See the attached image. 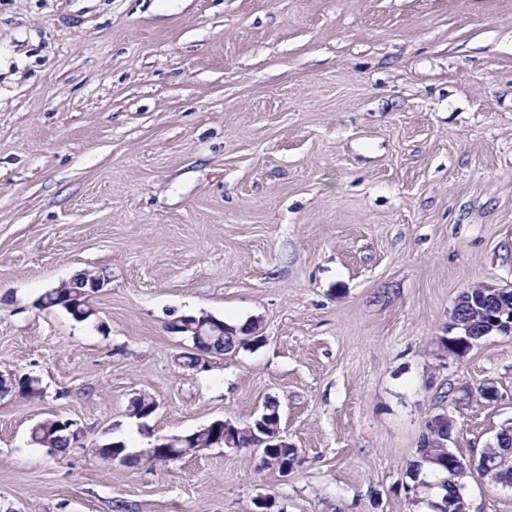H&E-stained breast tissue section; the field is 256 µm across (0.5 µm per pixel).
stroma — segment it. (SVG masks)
I'll list each match as a JSON object with an SVG mask.
<instances>
[{
  "mask_svg": "<svg viewBox=\"0 0 512 512\" xmlns=\"http://www.w3.org/2000/svg\"><path fill=\"white\" fill-rule=\"evenodd\" d=\"M85 270L90 318L39 308ZM482 283L512 286V0H0V371L44 388L0 398V512H414L429 414L467 463L512 422V335L439 343ZM202 313L264 341L184 368ZM270 398L288 473L149 462ZM54 415L59 456L28 442Z\"/></svg>",
  "mask_w": 512,
  "mask_h": 512,
  "instance_id": "obj_1",
  "label": "stroma"
}]
</instances>
